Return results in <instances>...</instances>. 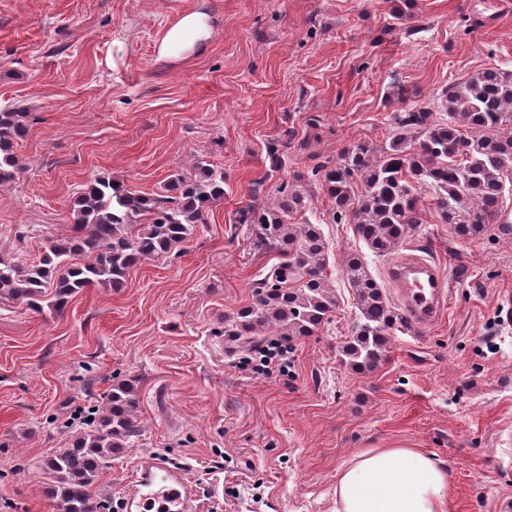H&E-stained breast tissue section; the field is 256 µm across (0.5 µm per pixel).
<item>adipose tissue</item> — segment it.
<instances>
[{"mask_svg":"<svg viewBox=\"0 0 512 512\" xmlns=\"http://www.w3.org/2000/svg\"><path fill=\"white\" fill-rule=\"evenodd\" d=\"M210 38L207 17L183 14L167 30L161 54L202 46ZM336 512H448L446 469L418 448L361 451L336 475Z\"/></svg>","mask_w":512,"mask_h":512,"instance_id":"obj_1","label":"adipose tissue"}]
</instances>
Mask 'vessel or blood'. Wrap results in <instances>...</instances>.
<instances>
[{"mask_svg":"<svg viewBox=\"0 0 512 512\" xmlns=\"http://www.w3.org/2000/svg\"><path fill=\"white\" fill-rule=\"evenodd\" d=\"M398 288L405 315L421 327L434 324L448 306L445 278L437 264L408 256L388 270ZM196 491L184 469L152 453L141 455L134 467L132 488L120 499L119 512H194Z\"/></svg>","mask_w":512,"mask_h":512,"instance_id":"obj_1","label":"vessel or blood"}]
</instances>
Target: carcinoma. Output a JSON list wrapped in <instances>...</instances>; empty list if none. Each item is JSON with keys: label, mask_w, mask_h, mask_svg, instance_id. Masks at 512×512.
<instances>
[{"label": "carcinoma", "mask_w": 512, "mask_h": 512, "mask_svg": "<svg viewBox=\"0 0 512 512\" xmlns=\"http://www.w3.org/2000/svg\"><path fill=\"white\" fill-rule=\"evenodd\" d=\"M389 141L380 151L358 145L338 161H325L311 175L295 174L264 202L238 212L237 223L253 224L277 262L253 283V301L224 335L253 348L269 330L283 341L312 336L336 310V294L325 275L326 242L305 213L303 180L322 187L332 221L346 219L377 256L403 242L423 221L420 193L459 238L474 237L503 218L502 198L512 183V68H488L449 85L437 109L415 88L398 83ZM27 113L0 109V188L15 183L21 167L15 148L26 132ZM269 168L255 180L264 186L285 165L279 145L267 146ZM224 198V171L202 158L175 172L163 193L143 195L117 179L98 178L77 193L71 233L51 243L25 266L0 257V303L41 310L59 308L87 288H120L138 263L157 259L207 223L210 205ZM342 274L359 316L339 351L352 371H369L384 357L398 317L384 289L360 256L350 254ZM139 402L133 385L118 382L102 397L95 416L41 462L52 512H101L97 491L103 466L140 437Z\"/></svg>", "instance_id": "1"}]
</instances>
